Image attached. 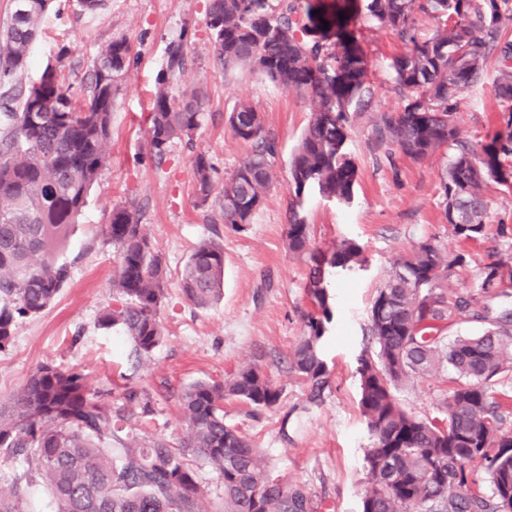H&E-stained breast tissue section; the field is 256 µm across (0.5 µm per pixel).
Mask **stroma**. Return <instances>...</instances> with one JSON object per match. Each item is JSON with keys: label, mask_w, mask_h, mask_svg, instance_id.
I'll list each match as a JSON object with an SVG mask.
<instances>
[{"label": "stroma", "mask_w": 512, "mask_h": 512, "mask_svg": "<svg viewBox=\"0 0 512 512\" xmlns=\"http://www.w3.org/2000/svg\"><path fill=\"white\" fill-rule=\"evenodd\" d=\"M207 7L208 0H107L102 11L83 14L75 0H54L45 17L30 48L23 84L35 82L63 48L68 51L64 71L72 82L87 73L98 49L113 38L126 37L132 56L112 107L108 163L61 255L71 276L55 303L40 317L19 323L11 346L0 352V402L9 401L40 364L74 367L94 390L115 393L128 385L146 393L153 415L131 417L129 429L174 438L184 431L178 396L185 387L256 365L281 389L279 405L253 413L228 400L226 422L263 452L274 476L306 485L330 512H361L370 434L359 406L357 365L371 347L367 313L373 292L399 256L425 239L451 251L464 248L469 264L450 281L453 289L472 281L484 265L512 254V192L491 198L485 238L458 245L442 218L440 158L389 159L374 139L376 118L402 106L389 63L403 46L358 14L352 27L368 62L370 93L350 112L348 146L358 167L354 198L340 205L311 194L300 212L310 226L312 248L327 250L352 240L367 262L328 278L333 320L322 352L331 380L321 402H309L289 355L310 308V258L289 252L285 229L292 201L289 161L308 124L310 106L248 69L216 63ZM177 39L184 42L187 71L171 93L179 100L197 97L205 120L192 143L174 141L158 162L147 149L148 116L169 45ZM493 80L486 75L456 97L457 123L470 141L504 123ZM242 103L262 114L277 155L263 205L237 231L225 224L217 203L197 205L193 163L196 154L208 157L215 186L230 177L251 150L227 123L228 114ZM128 202L138 206L145 231L167 264L166 300L159 313L165 336L139 362L118 330L97 325L100 312L113 303L117 269L104 229L113 207ZM207 239L224 247V296L198 309L183 299L180 275L195 247ZM444 390L433 374L404 383L396 396L405 409L432 418L440 413Z\"/></svg>", "instance_id": "1"}]
</instances>
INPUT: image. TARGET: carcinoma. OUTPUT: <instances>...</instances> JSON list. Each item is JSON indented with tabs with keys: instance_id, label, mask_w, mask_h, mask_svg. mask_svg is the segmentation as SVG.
<instances>
[{
	"instance_id": "obj_1",
	"label": "carcinoma",
	"mask_w": 512,
	"mask_h": 512,
	"mask_svg": "<svg viewBox=\"0 0 512 512\" xmlns=\"http://www.w3.org/2000/svg\"><path fill=\"white\" fill-rule=\"evenodd\" d=\"M52 0H23L0 31V79L21 75L30 45ZM313 0H209L207 17L215 59L245 66L309 101L307 128L289 161L292 206L286 238L294 254L308 252L310 227L297 211L305 196L349 203L357 166L348 151L347 114L368 92L367 61L349 26L350 6L315 14ZM367 17L405 45L391 59L403 105L384 112L373 128L387 154L415 162L449 149L441 180L443 218L454 239L485 233L487 195L512 191V0H365ZM435 22L418 36L419 20ZM329 22L323 26V22ZM334 30L326 44L305 39ZM132 47L115 38L100 48L78 84L63 72L65 50L38 81L0 94V351L20 321L47 310L70 278L59 254L77 223L89 190L108 162L112 105L128 70ZM494 66L495 95L508 112L506 128L476 150L461 138L454 98ZM186 69L183 40L171 43L166 73L150 113V154L163 159L176 140H192L199 106L170 94L168 78ZM36 122H27L33 104ZM235 137L251 145L219 191L224 223H250L272 186L276 154L263 117L241 104L227 117ZM199 203L213 194L212 166L194 159ZM105 235L117 252L112 282L118 304L104 309L100 328L118 329L134 356L147 359L163 338L158 318L165 300L167 264L144 233L134 205L112 208ZM310 253V252H308ZM308 294L313 311L291 353L290 368L321 401L329 368L321 343L333 313L326 274L363 265L362 247L344 240L333 250L310 253ZM467 263L431 239L397 261L376 288L368 320L375 344L358 359L360 408L371 433L362 512H512V411L497 386L512 382V255L480 268L473 291L448 295V281ZM224 290V249L198 244L181 274L185 300L199 308ZM462 321L486 325L477 336H448ZM432 373L446 376L447 396L438 417L406 411L395 391ZM257 412L277 406L281 391L257 366L238 369L222 382L196 381L178 401L185 433L168 440L126 429L138 407L152 413L147 394L125 388L103 398L80 371L37 367L7 404H0V458L21 459L13 484L0 487V512H24L21 485L39 480L53 512H205L197 469L207 465L222 480L220 506L211 512H319L309 489L270 473L268 462L237 427L224 421V400ZM483 471L485 483L474 478Z\"/></svg>"
}]
</instances>
